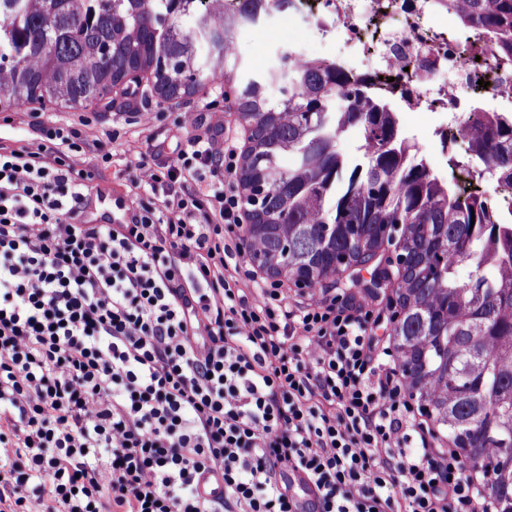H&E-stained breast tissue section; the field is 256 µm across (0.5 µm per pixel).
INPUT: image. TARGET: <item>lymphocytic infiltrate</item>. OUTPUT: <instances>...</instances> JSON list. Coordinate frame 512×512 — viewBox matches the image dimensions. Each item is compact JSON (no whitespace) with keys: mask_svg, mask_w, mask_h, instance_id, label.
Listing matches in <instances>:
<instances>
[{"mask_svg":"<svg viewBox=\"0 0 512 512\" xmlns=\"http://www.w3.org/2000/svg\"><path fill=\"white\" fill-rule=\"evenodd\" d=\"M129 166L137 204L84 217L75 122L0 147V512H495L409 391L369 305L292 302L249 259L238 131ZM217 476L222 496L203 497Z\"/></svg>","mask_w":512,"mask_h":512,"instance_id":"lymphocytic-infiltrate-1","label":"lymphocytic infiltrate"}]
</instances>
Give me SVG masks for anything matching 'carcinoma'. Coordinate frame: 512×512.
Listing matches in <instances>:
<instances>
[{"label":"carcinoma","instance_id":"cac0c4a2","mask_svg":"<svg viewBox=\"0 0 512 512\" xmlns=\"http://www.w3.org/2000/svg\"><path fill=\"white\" fill-rule=\"evenodd\" d=\"M10 0L0 12V106L48 99L64 108L102 99L132 70L152 71L168 100L205 81L236 87L253 125L240 188L258 221L249 256L275 277L315 287L388 243L406 257L395 291L396 354L420 404L468 462L483 464L496 512H512V206L448 185L401 130L391 104L369 98L336 63L281 64L237 77L235 20L257 21L262 0ZM455 36L476 57L473 26L512 54V0H442ZM279 96L272 98L268 88ZM364 151L339 149L352 131ZM466 177L512 189V111L478 98L466 126ZM290 163L283 164L284 159ZM475 222H470V219Z\"/></svg>","mask_w":512,"mask_h":512}]
</instances>
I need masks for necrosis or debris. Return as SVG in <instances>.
I'll use <instances>...</instances> for the list:
<instances>
[{
  "label": "necrosis or debris",
  "mask_w": 512,
  "mask_h": 512,
  "mask_svg": "<svg viewBox=\"0 0 512 512\" xmlns=\"http://www.w3.org/2000/svg\"><path fill=\"white\" fill-rule=\"evenodd\" d=\"M438 13L435 0H294L286 11L268 0L264 17H287L321 42L342 41L358 79L394 78L410 111L448 113L458 128L472 105L463 88L485 76L436 24Z\"/></svg>",
  "instance_id": "4bbe7bcc"
}]
</instances>
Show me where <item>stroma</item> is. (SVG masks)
Wrapping results in <instances>:
<instances>
[{
    "label": "stroma",
    "instance_id": "obj_1",
    "mask_svg": "<svg viewBox=\"0 0 512 512\" xmlns=\"http://www.w3.org/2000/svg\"><path fill=\"white\" fill-rule=\"evenodd\" d=\"M289 35L287 25L268 29L258 28L240 33L233 50L242 72L257 74L266 68L277 66ZM203 100L194 94L169 101L161 100L153 90H146L142 99L128 102L125 97L113 99L110 106L95 104L86 108L62 109L48 104L47 114L71 120H85L90 139L105 144L111 154L109 162L96 161V150H89L78 159L80 167H97L99 185L108 186L107 194L91 195L86 218L99 224L122 217L134 200L128 166L139 155L151 156L163 164L183 148L190 136L188 130L178 128L176 116L181 112L200 111ZM158 113L159 118L149 130H142L135 123V112ZM36 122L31 105L0 109V146L17 147L32 138ZM404 133L417 144L422 154L430 160L433 168L442 177L454 181L460 179V171L449 164L450 151L444 149L433 130L439 122L437 115L430 113L404 112L400 115Z\"/></svg>",
    "mask_w": 512,
    "mask_h": 512
}]
</instances>
